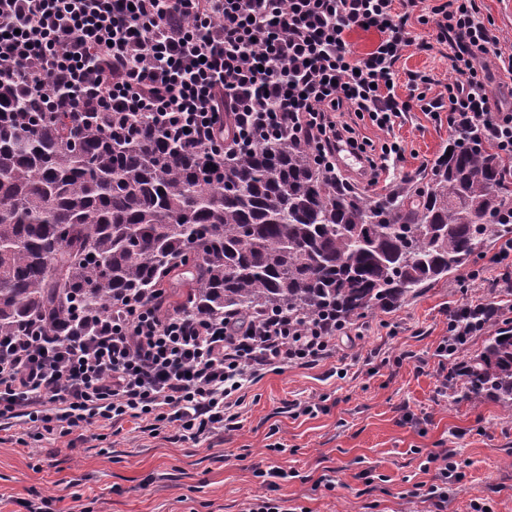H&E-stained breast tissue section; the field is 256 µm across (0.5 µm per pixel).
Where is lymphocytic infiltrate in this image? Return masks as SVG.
Wrapping results in <instances>:
<instances>
[{
    "label": "lymphocytic infiltrate",
    "instance_id": "1",
    "mask_svg": "<svg viewBox=\"0 0 512 512\" xmlns=\"http://www.w3.org/2000/svg\"><path fill=\"white\" fill-rule=\"evenodd\" d=\"M418 0H0V82L39 95L44 111L143 112L167 135L224 153L256 137L289 134L325 176L344 177L336 149L363 159L376 185L402 161L388 133L402 114H447L448 128H479L512 160V107L491 103L488 75L512 78V52L477 0H446L418 15ZM435 23L456 74L431 95L412 71L406 97L396 64L412 43L411 20ZM379 38L366 53L349 39ZM78 336L44 337L31 326L0 336V419L17 420V443L59 439L99 420L156 436L176 428L198 443L240 418L256 378L333 356L342 327L326 317L301 325L267 314L231 329L227 317L162 312L130 295L106 314L77 313Z\"/></svg>",
    "mask_w": 512,
    "mask_h": 512
}]
</instances>
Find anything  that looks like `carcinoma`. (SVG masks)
<instances>
[{
	"label": "carcinoma",
	"mask_w": 512,
	"mask_h": 512,
	"mask_svg": "<svg viewBox=\"0 0 512 512\" xmlns=\"http://www.w3.org/2000/svg\"><path fill=\"white\" fill-rule=\"evenodd\" d=\"M129 125L118 137L103 115H47L39 97L0 88V335L158 291L193 317L350 324L512 240L507 163L478 130L451 138L420 183L378 197L327 179L286 137L225 156L143 113ZM480 313L492 321L480 349L448 337V397L512 416V318Z\"/></svg>",
	"instance_id": "cac0c4a2"
}]
</instances>
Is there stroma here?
<instances>
[{
  "mask_svg": "<svg viewBox=\"0 0 512 512\" xmlns=\"http://www.w3.org/2000/svg\"><path fill=\"white\" fill-rule=\"evenodd\" d=\"M417 41L407 47L399 75L431 74L433 93L455 74L448 47L435 43L433 24L413 23ZM393 134L404 148L394 175L366 187L385 192L418 174L448 145V124L422 112L398 119ZM489 273L479 287L461 289L459 277L439 281L387 312L348 325L336 355L318 366L268 372L247 389L241 425L219 428L200 444L168 430L152 437L125 423L120 432L103 423L87 426L75 449L67 439L0 445V512H25L30 491L55 499L57 512H241L267 494L253 471L278 460L294 478L277 483L276 497L306 512H433L415 493L436 481L428 454L452 450L463 475L449 491L445 512H512V420L492 403L471 408L438 396L436 348L448 319L466 303L484 302L496 285ZM316 402L313 415H295L296 402ZM280 442L284 453L270 451ZM334 473V490L318 479Z\"/></svg>",
  "mask_w": 512,
  "mask_h": 512,
  "instance_id": "35a3bbf8",
  "label": "stroma"
}]
</instances>
